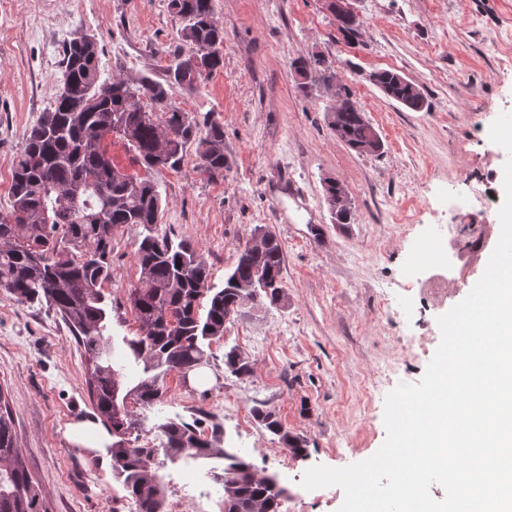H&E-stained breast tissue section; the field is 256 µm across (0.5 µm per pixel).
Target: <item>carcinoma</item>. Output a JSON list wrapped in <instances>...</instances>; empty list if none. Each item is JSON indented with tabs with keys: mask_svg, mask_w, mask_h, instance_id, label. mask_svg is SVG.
Returning <instances> with one entry per match:
<instances>
[{
	"mask_svg": "<svg viewBox=\"0 0 512 512\" xmlns=\"http://www.w3.org/2000/svg\"><path fill=\"white\" fill-rule=\"evenodd\" d=\"M180 22L184 46L169 52L161 81L101 76L95 38L62 47V87L39 117L11 160V207L0 211V288L23 304H46L72 329L87 356L89 398L112 433V477L141 505V512H165L163 481L153 469L157 449L132 447L127 436L140 427L126 406L148 409L164 395V378L180 369L193 373L209 363L211 345L224 338L226 321L258 310L278 308L283 250L277 236L244 244L224 284L211 282L207 262L187 238L174 239L159 229L162 199L147 177L119 169L97 135L112 131L146 171H178L186 148L196 146L203 171L224 172V128L212 118L198 121L176 105L174 97L199 88L203 73L224 66V28L214 19V0H167ZM301 76L327 81L325 57L291 63ZM112 96L98 95L101 83ZM378 88L403 106L421 111L427 101L400 73L383 70ZM339 111L327 115L336 138L359 154H374L383 142L353 100L350 87L338 83ZM150 101L151 108L140 104ZM326 200L337 223L350 217L343 186L328 180ZM142 226L147 234L136 251L140 276L128 300L137 333L114 353L106 331L112 307L101 291L112 279V235L118 227ZM224 366L234 376L251 373L248 358L236 346L224 349ZM253 418L277 436L289 453L304 455L306 441L284 427L259 404ZM160 449L173 463L198 462L221 486L222 512H279L285 487L274 490L275 475H259L247 456L223 444L218 429L206 436L181 418L158 425ZM0 512H50L32 480L16 441L14 420L0 392Z\"/></svg>",
	"mask_w": 512,
	"mask_h": 512,
	"instance_id": "carcinoma-1",
	"label": "carcinoma"
}]
</instances>
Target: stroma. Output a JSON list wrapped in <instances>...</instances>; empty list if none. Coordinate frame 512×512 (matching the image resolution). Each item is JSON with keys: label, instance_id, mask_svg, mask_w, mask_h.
<instances>
[{"label": "stroma", "instance_id": "stroma-1", "mask_svg": "<svg viewBox=\"0 0 512 512\" xmlns=\"http://www.w3.org/2000/svg\"><path fill=\"white\" fill-rule=\"evenodd\" d=\"M355 37L336 27L325 0H215L224 28V67L203 76L176 102L196 118L224 126L223 173L198 168L188 147L181 170L153 172L164 198L161 229L189 239L223 284L237 250L258 226L279 238L288 302L231 319L212 345L205 382L169 374L163 402L145 411L132 444L156 441L164 418L181 417L210 432L220 423L255 469L277 475L288 496L280 512H338L336 486L305 490L312 466L340 468L374 455L386 439L384 406L399 383H418L441 339L437 319L462 301L484 273L454 264L456 290L435 305L407 291L423 276L420 247L437 228L456 225L452 245L490 258L501 224L497 210L454 211L476 185L503 195L506 151L476 127L512 113V0H355ZM181 25L167 0H0V209L10 206V161L62 80L63 43L95 35L104 76L162 79ZM324 56L348 84L380 135L379 154H358L329 128L327 85L301 91L294 59ZM391 69L416 84L427 110L386 97L371 72ZM346 188L352 218L334 223L325 182ZM140 226L112 237L114 346L135 335L128 293L139 278ZM393 311L374 312L379 297ZM238 346L251 374L231 375L224 348ZM0 388L13 412L18 446L51 512H123L126 496L90 449L71 443V424L96 419L85 385V359L73 334L45 305L18 303L0 289ZM223 399L224 413L212 404ZM262 404L307 442L305 456L278 460L279 447L252 417ZM167 500L192 490L204 512H220L212 479L156 454Z\"/></svg>", "mask_w": 512, "mask_h": 512}]
</instances>
